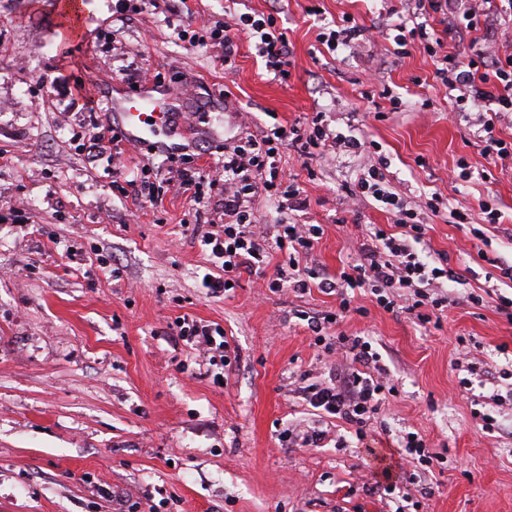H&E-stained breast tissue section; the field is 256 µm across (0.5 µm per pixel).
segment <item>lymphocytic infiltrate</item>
Instances as JSON below:
<instances>
[{
    "mask_svg": "<svg viewBox=\"0 0 512 512\" xmlns=\"http://www.w3.org/2000/svg\"><path fill=\"white\" fill-rule=\"evenodd\" d=\"M490 0H412L414 26L399 23L394 42L399 48L413 46L436 59L435 77L446 88L456 91L458 102L479 105L492 100L501 111L512 112V53L499 56L478 47L470 36L476 30ZM167 25L179 41L192 45L222 46L224 67H235L238 42L253 40L265 69L274 80L289 76L291 49L288 37L273 17L240 15L238 21H216L197 30L186 29L180 15L167 17ZM453 32L464 51L444 50L445 32ZM364 149V140L339 136L323 113L289 127L272 125L256 133H245L224 147V158L216 166L196 164L173 166L172 156L138 167L139 186L134 196L142 206L161 204V187L169 185L189 200L206 203L220 221L219 230L203 232L200 243L209 252L218 276L208 284L212 294L240 287L242 276L262 279L270 291L290 286L297 291L311 286L335 292L338 306L332 316L311 321L314 344L324 355L341 354L343 361L328 370L318 381L308 374L295 380V391L310 407L328 417L344 421L355 430L357 440H365L380 404L395 393L388 370L381 366V354L372 341L361 336H326L331 323L354 313L353 289L367 290L378 307L387 312L404 311L421 323L430 322L451 305L449 283L458 273L445 257L434 258L426 239L422 217L439 213L438 195L409 203L393 190L382 167L370 165L357 183L363 203L385 208L395 226L387 232L369 226L362 236L357 258L335 278H320L307 261L323 234L318 224H302L292 215L308 208L303 188L280 166L290 150L300 156L323 155L336 147ZM275 203L276 219L265 230H258L256 203L261 199ZM178 336L201 349L216 366L215 381H223V368L232 364L230 344L223 329L186 316L177 317Z\"/></svg>",
    "mask_w": 512,
    "mask_h": 512,
    "instance_id": "lymphocytic-infiltrate-1",
    "label": "lymphocytic infiltrate"
}]
</instances>
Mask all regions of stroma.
<instances>
[{"label":"stroma","instance_id":"35a3bbf8","mask_svg":"<svg viewBox=\"0 0 512 512\" xmlns=\"http://www.w3.org/2000/svg\"><path fill=\"white\" fill-rule=\"evenodd\" d=\"M63 2L0 0V512H117L129 497L140 512H391L373 487L377 463L366 449L388 453L409 431L445 463L420 477L415 462L396 460L406 512H512V400L465 391L453 366L458 351H469L486 385L512 389L500 377L512 367V324L494 303L468 299L497 277L491 257L512 258V221L508 234L492 236L484 260L469 226L448 221L449 210L480 197L512 214V161L489 165L476 126L436 82L427 53L397 54L381 37L332 55L316 41L346 16L367 28L383 14L399 23L406 0H187L196 23L274 16L292 50L284 83L270 79L248 40L231 71L222 48L176 40L165 22L173 0H151L133 22L122 21L114 0L75 20ZM311 5L319 14L308 13ZM129 70L179 104L172 139L191 133L204 163L218 160L225 140L265 128L272 112L285 125L322 112L337 132L371 141L361 155L291 150L281 161L310 200L296 220L324 227L314 257L329 275L355 258L360 226L394 229L389 214L346 195L365 167L383 163L406 200L442 197L446 211L425 217L427 238L462 280L449 283L453 303L439 324L420 326L360 294L367 315L339 327L372 338L397 388L366 442L313 415L291 387L297 374L317 377L329 365L297 314L333 310L335 295L317 287L273 293L254 278L231 297L208 295L207 256L183 221L189 201L172 191L158 208L140 210L112 185L133 178L150 144L125 145L115 166L89 159L74 140L89 121L116 123L105 108L89 115L77 87L102 100L133 99ZM44 75L53 86L41 84ZM225 89L230 98H221ZM365 91L379 94L377 108ZM461 159L471 177L451 181ZM183 315L219 324L236 346L226 384H214L216 369L201 352L175 342L169 326ZM492 411L503 428L488 434L481 416ZM313 427L327 433L322 447L280 439Z\"/></svg>","mask_w":512,"mask_h":512}]
</instances>
